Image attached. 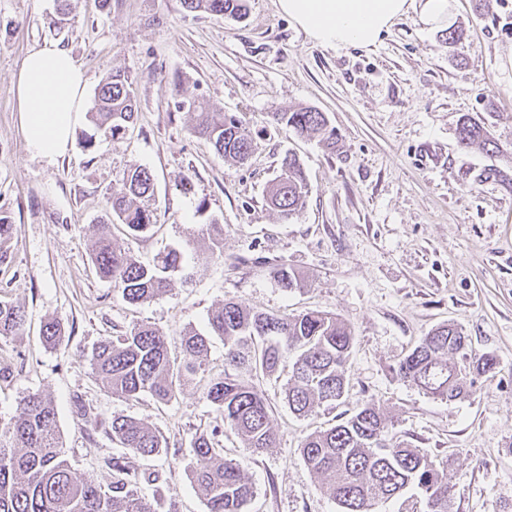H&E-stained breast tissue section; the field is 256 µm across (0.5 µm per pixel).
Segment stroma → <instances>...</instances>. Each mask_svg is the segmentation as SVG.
<instances>
[{
  "label": "stroma",
  "instance_id": "obj_1",
  "mask_svg": "<svg viewBox=\"0 0 512 512\" xmlns=\"http://www.w3.org/2000/svg\"><path fill=\"white\" fill-rule=\"evenodd\" d=\"M59 22L56 0H0V210L13 225L0 263V299L27 313L23 336L0 341V421L31 392L49 395L73 472L100 484L121 450L108 421L143 419L166 443L160 454L129 456L142 492L158 512H206L185 474L191 441L220 424L202 392L224 371V344L212 339L196 383L176 400L145 394L124 401L98 381L86 358L102 338L137 323L162 329L180 355L185 328L203 331L225 300L277 314L318 309L336 314L356 336L345 397L299 419L284 379H257L272 407L274 447L256 453L233 436L226 452L244 460L256 497L249 512H339L304 463L300 441L380 403L397 435L449 460L452 512H512V0H452L444 25L418 14L399 19L372 47L316 44L277 0H248L244 18L190 13L182 0H70ZM461 28V45L446 44ZM82 64L88 92L113 68L126 71L136 123L84 148L80 121L68 153L49 165L31 157L18 112L15 76L28 51L46 43ZM194 96L238 115L254 152L244 166L218 158L195 137L180 108ZM312 107L338 135L335 152L314 138L275 127L270 112ZM484 124L499 149L460 148L462 119ZM303 163L310 193L284 219L270 209L267 186L285 154ZM154 177L145 204L155 227L114 235L148 262L171 246L187 250L189 279H174L151 301L129 304L92 268L97 226L131 165ZM190 176L193 188L180 181ZM224 227V251L211 254L200 225ZM304 282L280 288L274 267ZM64 330L56 348L40 341L43 321ZM452 322L473 350L498 359L469 399L443 402L392 372L421 336ZM83 403L98 416L89 425Z\"/></svg>",
  "mask_w": 512,
  "mask_h": 512
}]
</instances>
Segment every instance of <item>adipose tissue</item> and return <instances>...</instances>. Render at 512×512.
Wrapping results in <instances>:
<instances>
[{
    "label": "adipose tissue",
    "mask_w": 512,
    "mask_h": 512,
    "mask_svg": "<svg viewBox=\"0 0 512 512\" xmlns=\"http://www.w3.org/2000/svg\"><path fill=\"white\" fill-rule=\"evenodd\" d=\"M449 0H278L280 11L328 48L369 47L397 20L417 12L423 23L448 16ZM87 79L65 48L46 44L23 59L16 76L20 125L28 151L47 164L65 155L85 112Z\"/></svg>",
    "instance_id": "ef3b65f1"
}]
</instances>
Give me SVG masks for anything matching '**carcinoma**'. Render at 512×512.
Segmentation results:
<instances>
[{"label":"carcinoma","mask_w":512,"mask_h":512,"mask_svg":"<svg viewBox=\"0 0 512 512\" xmlns=\"http://www.w3.org/2000/svg\"><path fill=\"white\" fill-rule=\"evenodd\" d=\"M188 12L241 19L246 0H182ZM194 115L193 134L206 140L222 159L243 165L253 151V139L234 114L196 98L181 101ZM137 103L125 72L112 70L98 86L87 113L95 132L112 138L134 123ZM271 120L298 136H316L326 149L336 151V134L325 113L310 107L271 113ZM462 148L498 149L484 126L469 119L458 127ZM154 192L145 167L133 165L110 197L111 217L129 235L148 231L156 222L153 211L139 200ZM303 164L293 154L281 163V174L266 191L268 205L289 219L308 196ZM93 248L97 275L112 282L113 293L138 304L165 294L173 276L185 270L183 252L172 248L142 263L114 240L109 225H98ZM12 224L0 210V262L7 258ZM198 235L211 242V252H223L224 225L203 224ZM280 287H302L288 266L275 268ZM24 307L0 300V339L23 334ZM51 349L63 342L54 320L41 327ZM224 341V373L209 381L204 398L230 432L255 452L274 447L276 432L272 408L253 377L275 375L287 358L293 359L285 386L288 409L308 417L324 405L340 401L348 387V363L355 342L352 329L335 315L310 310L278 315L227 300L208 320V333L193 329L181 336L183 360L171 356L168 337L141 323L118 336H106L92 349L88 361L98 381L112 395L135 401L148 393L167 404L193 384L209 337ZM496 356L473 351L462 329L440 325L422 336L394 371L425 394L445 402L469 397L475 377L495 372ZM112 441L138 456L158 454L163 440L148 423L132 416H115L109 425ZM305 464L321 477L340 512H377L380 504L414 488L421 512H451L448 462L437 459L392 433V422L373 401H366L341 422L314 430L300 443ZM188 477L201 492L207 512H248L254 497L244 462L224 453L216 436L201 434L191 443L185 464ZM0 512H157V498L143 494L129 479L125 457L112 458V482L103 487L81 478L64 457L52 399L31 393L20 401L19 413L0 425Z\"/></svg>","instance_id":"1"}]
</instances>
